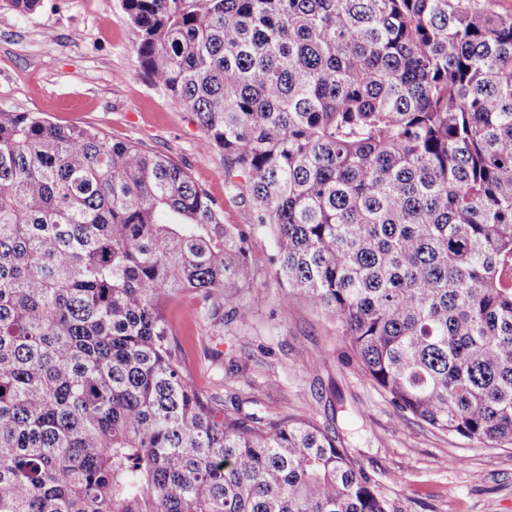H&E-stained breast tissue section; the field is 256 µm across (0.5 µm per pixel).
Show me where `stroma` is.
<instances>
[{"label":"stroma","instance_id":"stroma-1","mask_svg":"<svg viewBox=\"0 0 512 512\" xmlns=\"http://www.w3.org/2000/svg\"><path fill=\"white\" fill-rule=\"evenodd\" d=\"M0 111L92 127L170 155L218 203L225 223L249 221L251 197L225 184L221 153L202 148L197 121L141 72L120 0H43L31 14L0 0ZM250 251L254 286L224 301L223 322L200 318L187 293L167 308L173 342L205 396L229 412L311 413L322 425L344 403L350 419L340 432L396 512H512V445L488 447L398 420L335 323L285 302L266 229L252 233ZM239 303L251 307L247 321L233 315Z\"/></svg>","mask_w":512,"mask_h":512}]
</instances>
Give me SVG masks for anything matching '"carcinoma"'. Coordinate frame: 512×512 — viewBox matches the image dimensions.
<instances>
[{"mask_svg":"<svg viewBox=\"0 0 512 512\" xmlns=\"http://www.w3.org/2000/svg\"><path fill=\"white\" fill-rule=\"evenodd\" d=\"M140 69L241 178L0 113V512H396L313 416L211 406L165 314L223 321L254 226L400 415L512 445V12L121 0Z\"/></svg>","mask_w":512,"mask_h":512,"instance_id":"1","label":"carcinoma"}]
</instances>
